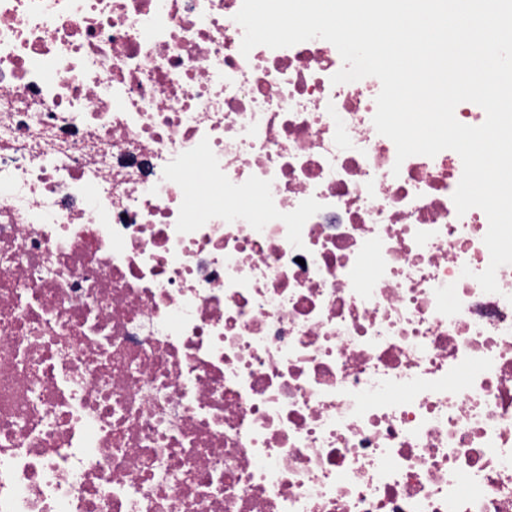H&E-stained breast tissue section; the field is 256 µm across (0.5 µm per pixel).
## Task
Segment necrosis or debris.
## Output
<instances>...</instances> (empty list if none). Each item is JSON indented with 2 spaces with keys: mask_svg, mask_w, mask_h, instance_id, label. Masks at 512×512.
Masks as SVG:
<instances>
[{
  "mask_svg": "<svg viewBox=\"0 0 512 512\" xmlns=\"http://www.w3.org/2000/svg\"><path fill=\"white\" fill-rule=\"evenodd\" d=\"M241 6L0 0V512H512L460 156Z\"/></svg>",
  "mask_w": 512,
  "mask_h": 512,
  "instance_id": "necrosis-or-debris-1",
  "label": "necrosis or debris"
}]
</instances>
